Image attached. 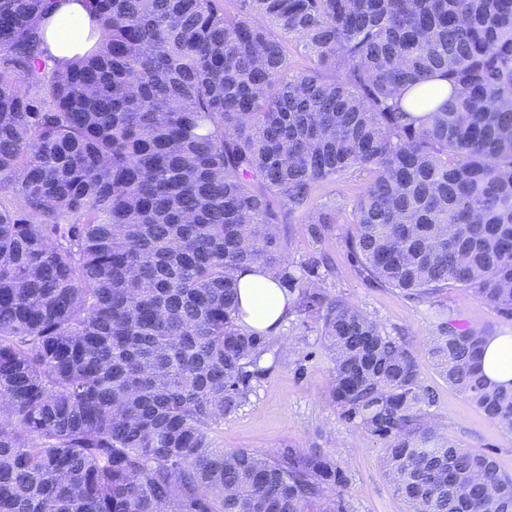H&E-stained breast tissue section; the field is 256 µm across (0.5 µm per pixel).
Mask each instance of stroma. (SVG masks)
I'll return each instance as SVG.
<instances>
[{
  "instance_id": "stroma-1",
  "label": "stroma",
  "mask_w": 512,
  "mask_h": 512,
  "mask_svg": "<svg viewBox=\"0 0 512 512\" xmlns=\"http://www.w3.org/2000/svg\"><path fill=\"white\" fill-rule=\"evenodd\" d=\"M369 181L357 171L319 191L314 204L335 209L337 224L332 236L314 242L301 216L285 227L288 259L294 266L324 253L331 259L325 286L375 317L392 335L403 337L420 351V376L435 395L431 412L443 431L464 448L492 455L501 470L512 475V434L473 407L437 374L425 357L429 323L425 304L408 299L398 290L379 288L360 275L344 245L350 228L352 204ZM461 325L486 330L490 335H512V318L490 305L448 287L437 295ZM291 353L255 385L249 401L228 415L218 434L224 449L269 450L282 444H304L328 449L343 462L351 477L348 500L353 512H405L383 468V444L344 421L327 399L332 364L322 347L317 324L299 314L280 329Z\"/></svg>"
}]
</instances>
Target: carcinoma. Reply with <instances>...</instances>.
Instances as JSON below:
<instances>
[{"label": "carcinoma", "instance_id": "cac0c4a2", "mask_svg": "<svg viewBox=\"0 0 512 512\" xmlns=\"http://www.w3.org/2000/svg\"><path fill=\"white\" fill-rule=\"evenodd\" d=\"M53 4L0 0V512H350L334 454L215 443L281 360L240 323L257 260L406 512H512V475L433 422L417 352L282 235L302 212L322 241L315 193L367 172L347 253L428 305L435 370L512 434L486 332L433 301L512 316V0H88L99 41L62 74ZM433 79L449 98L412 116Z\"/></svg>", "mask_w": 512, "mask_h": 512}]
</instances>
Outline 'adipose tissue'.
<instances>
[{
  "mask_svg": "<svg viewBox=\"0 0 512 512\" xmlns=\"http://www.w3.org/2000/svg\"><path fill=\"white\" fill-rule=\"evenodd\" d=\"M94 20L86 0H57L42 23V47L58 65L86 52L97 42L92 31ZM239 316L243 324L277 337L282 324L293 312V299L283 291L263 266L255 264L239 277ZM481 367L489 379L512 383V336L489 337L481 356Z\"/></svg>",
  "mask_w": 512,
  "mask_h": 512,
  "instance_id": "ef3b65f1",
  "label": "adipose tissue"
}]
</instances>
